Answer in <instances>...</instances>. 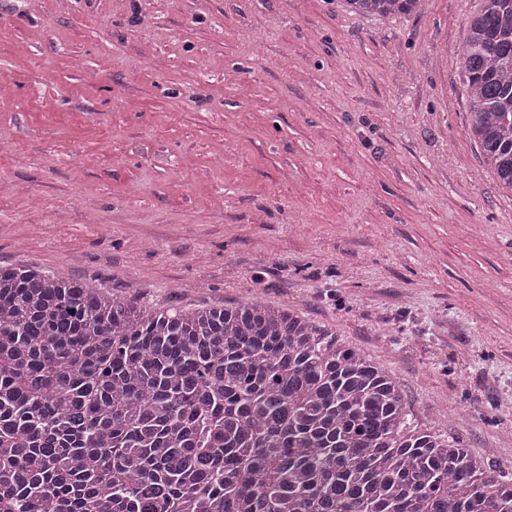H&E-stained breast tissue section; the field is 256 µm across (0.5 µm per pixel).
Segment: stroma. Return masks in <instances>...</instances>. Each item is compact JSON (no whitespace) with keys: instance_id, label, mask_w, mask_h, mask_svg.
Masks as SVG:
<instances>
[{"instance_id":"stroma-1","label":"stroma","mask_w":512,"mask_h":512,"mask_svg":"<svg viewBox=\"0 0 512 512\" xmlns=\"http://www.w3.org/2000/svg\"><path fill=\"white\" fill-rule=\"evenodd\" d=\"M480 6L0 0V266L296 311L512 467V193L460 78ZM356 13L383 18L408 14L415 10L419 0H345Z\"/></svg>"}]
</instances>
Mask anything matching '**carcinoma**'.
I'll return each instance as SVG.
<instances>
[{"label": "carcinoma", "mask_w": 512, "mask_h": 512, "mask_svg": "<svg viewBox=\"0 0 512 512\" xmlns=\"http://www.w3.org/2000/svg\"><path fill=\"white\" fill-rule=\"evenodd\" d=\"M408 14L419 0H345ZM470 132L512 191V0L470 17ZM0 512H512V472L411 423L401 383L255 298L164 310L0 267Z\"/></svg>", "instance_id": "obj_1"}]
</instances>
